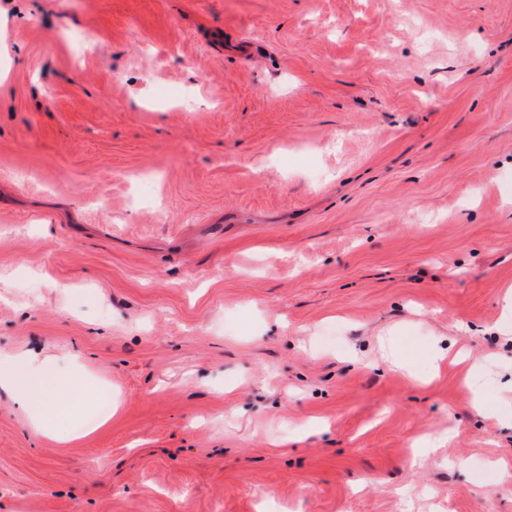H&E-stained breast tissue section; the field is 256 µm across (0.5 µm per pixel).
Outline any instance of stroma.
<instances>
[{"instance_id": "35a3bbf8", "label": "stroma", "mask_w": 512, "mask_h": 512, "mask_svg": "<svg viewBox=\"0 0 512 512\" xmlns=\"http://www.w3.org/2000/svg\"><path fill=\"white\" fill-rule=\"evenodd\" d=\"M511 286L512 0H0V512H512ZM34 392L22 402L32 418L33 431L50 437L44 427L46 419L64 420L70 417L80 396L72 378H59L43 374L45 364L36 357L29 359Z\"/></svg>"}]
</instances>
